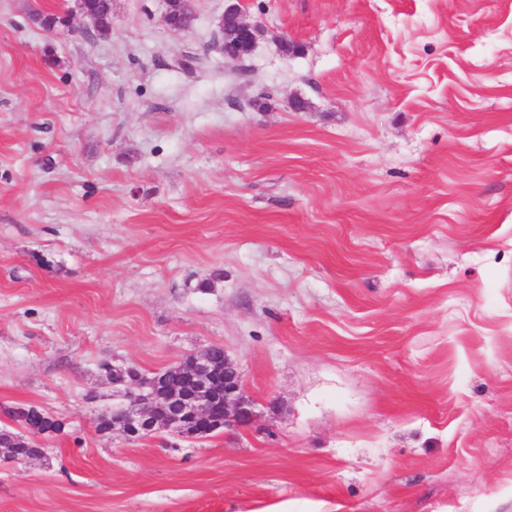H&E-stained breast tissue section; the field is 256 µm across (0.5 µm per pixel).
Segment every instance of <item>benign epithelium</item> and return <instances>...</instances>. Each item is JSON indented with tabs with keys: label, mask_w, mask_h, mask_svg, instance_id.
I'll list each match as a JSON object with an SVG mask.
<instances>
[{
	"label": "benign epithelium",
	"mask_w": 512,
	"mask_h": 512,
	"mask_svg": "<svg viewBox=\"0 0 512 512\" xmlns=\"http://www.w3.org/2000/svg\"><path fill=\"white\" fill-rule=\"evenodd\" d=\"M181 10L175 12L169 0H164L163 19L166 25L187 33L191 27L182 19L193 14L189 0H181ZM88 18L95 28L103 33L109 28L103 26L100 18L86 6V0H77L76 10ZM219 32L224 42L217 48L224 56L242 60L253 51L259 26L246 20L237 3L224 7ZM216 363L212 359V348L207 347L190 355L178 365L147 377L136 368H123L112 379L116 392L123 394L126 403L112 409L115 418L112 426L136 439L151 437L162 431L181 434L188 426L210 420L217 398L214 393ZM224 417L216 424L223 429L231 424L243 425L253 418L252 402L245 394L242 373L235 362L224 357V392L222 393Z\"/></svg>",
	"instance_id": "1"
}]
</instances>
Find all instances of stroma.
Returning a JSON list of instances; mask_svg holds the SVG:
<instances>
[{
    "label": "stroma",
    "instance_id": "obj_1",
    "mask_svg": "<svg viewBox=\"0 0 512 512\" xmlns=\"http://www.w3.org/2000/svg\"><path fill=\"white\" fill-rule=\"evenodd\" d=\"M224 4L0 0V512H512V0ZM211 345L251 424L99 431ZM173 2H178L180 0H172ZM182 4L181 10L179 12H175L171 8V3L169 0H164V12H163V19L166 25L175 30L180 32H190L193 27L187 26L182 19V16L184 15H194L193 10L189 6L188 0L180 1ZM218 28L224 34V42L218 43L217 48L225 57L234 60H242L251 54L260 30L258 24L246 20L239 3L224 7ZM13 417L21 422L26 428L39 427L45 434L60 433L64 429V423L55 418H52L36 407H29L26 410L19 412H12ZM12 435L17 439V442L12 444V440L7 438L2 443V439H0V451L2 448H18L19 452H23L26 455L38 456L39 454H41L40 448H36L35 446H33V442L24 439L21 435L14 433H12ZM26 455L8 454L7 456H4L2 454L1 460L3 459L13 463H21L25 462L28 459Z\"/></svg>",
    "mask_w": 512,
    "mask_h": 512
}]
</instances>
